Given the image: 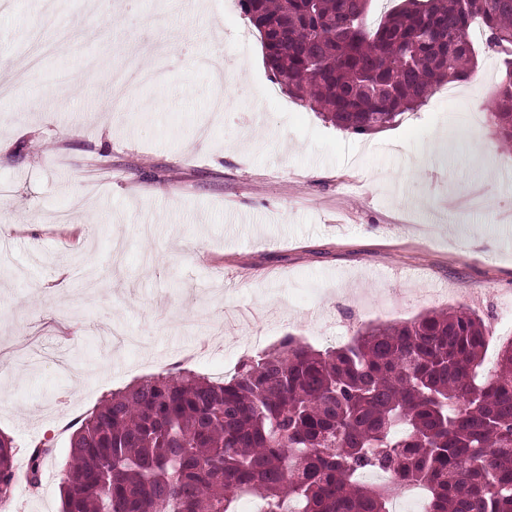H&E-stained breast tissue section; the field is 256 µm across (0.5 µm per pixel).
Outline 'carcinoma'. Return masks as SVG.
Listing matches in <instances>:
<instances>
[{
    "label": "carcinoma",
    "mask_w": 512,
    "mask_h": 512,
    "mask_svg": "<svg viewBox=\"0 0 512 512\" xmlns=\"http://www.w3.org/2000/svg\"><path fill=\"white\" fill-rule=\"evenodd\" d=\"M373 0H240L274 81L337 128L372 134L417 111L478 62L504 74L489 112L512 143V0H399L374 24ZM491 328L458 305L369 324L317 350L288 334L224 380L182 368L104 397L74 425L62 512H390L396 490L428 512H512V340L484 372ZM19 449L0 435V500ZM49 446L27 454L40 485ZM366 469L392 480L368 485Z\"/></svg>",
    "instance_id": "cac0c4a2"
}]
</instances>
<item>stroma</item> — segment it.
<instances>
[{
	"label": "stroma",
	"instance_id": "35a3bbf8",
	"mask_svg": "<svg viewBox=\"0 0 512 512\" xmlns=\"http://www.w3.org/2000/svg\"><path fill=\"white\" fill-rule=\"evenodd\" d=\"M175 65L141 84L144 43ZM226 62L229 109L203 62ZM94 66L95 79L73 85ZM502 63L372 135L273 82L238 0H9L0 8V433L47 444L61 512L71 423L172 364L228 376L285 335L318 349L365 324L471 305L512 337V150L490 122ZM261 118H254V111Z\"/></svg>",
	"mask_w": 512,
	"mask_h": 512
}]
</instances>
